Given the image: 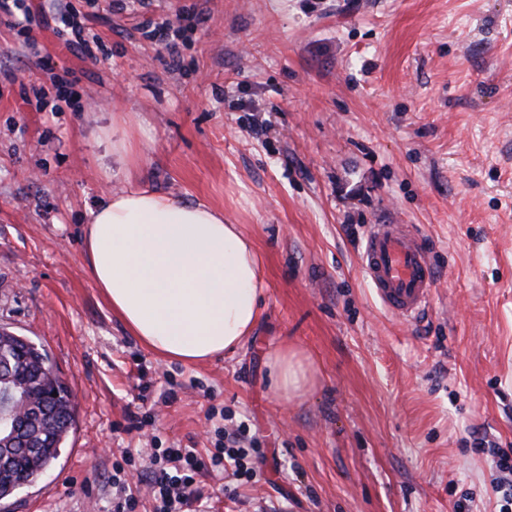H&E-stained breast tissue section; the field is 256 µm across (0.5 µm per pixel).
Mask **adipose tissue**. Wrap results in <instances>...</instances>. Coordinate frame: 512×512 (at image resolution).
Returning <instances> with one entry per match:
<instances>
[{
  "mask_svg": "<svg viewBox=\"0 0 512 512\" xmlns=\"http://www.w3.org/2000/svg\"><path fill=\"white\" fill-rule=\"evenodd\" d=\"M84 248L113 313L160 357L199 362L251 336L264 272L252 240L223 210L135 186L90 209ZM266 358L282 397L312 388L308 357L283 345Z\"/></svg>",
  "mask_w": 512,
  "mask_h": 512,
  "instance_id": "1",
  "label": "adipose tissue"
}]
</instances>
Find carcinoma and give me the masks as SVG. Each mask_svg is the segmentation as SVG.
Instances as JSON below:
<instances>
[{
	"label": "carcinoma",
	"mask_w": 512,
	"mask_h": 512,
	"mask_svg": "<svg viewBox=\"0 0 512 512\" xmlns=\"http://www.w3.org/2000/svg\"><path fill=\"white\" fill-rule=\"evenodd\" d=\"M46 353L24 336L0 331V366L10 375L0 380V389L11 391V411L18 417V437L24 439L28 449L20 443H7V466L0 468V500L13 495L18 480L36 476L51 466L61 455L67 437L73 428L75 407L71 392L65 383L53 384L45 372ZM58 390L59 398L46 409L53 422L43 421L37 415L44 391Z\"/></svg>",
	"instance_id": "1"
}]
</instances>
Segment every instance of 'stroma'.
Listing matches in <instances>:
<instances>
[{
    "label": "stroma",
    "instance_id": "35a3bbf8",
    "mask_svg": "<svg viewBox=\"0 0 512 512\" xmlns=\"http://www.w3.org/2000/svg\"><path fill=\"white\" fill-rule=\"evenodd\" d=\"M0 13V329L75 396L59 459L0 512H111L112 461L210 448L245 425L254 482L205 477L216 512H500L512 457V0H27ZM100 41L67 46L55 17ZM169 20L170 63L146 34ZM131 140L137 160L121 143ZM223 209L261 257L236 352L160 358L86 264L90 208L131 186ZM372 224L420 234L417 319L376 299ZM309 356L277 392L264 353ZM266 358L274 375L275 387L285 399L303 397L312 388L315 375L308 357L283 345L270 349Z\"/></svg>",
    "mask_w": 512,
    "mask_h": 512
}]
</instances>
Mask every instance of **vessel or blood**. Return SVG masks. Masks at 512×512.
I'll use <instances>...</instances> for the list:
<instances>
[{
    "label": "vessel or blood",
    "mask_w": 512,
    "mask_h": 512,
    "mask_svg": "<svg viewBox=\"0 0 512 512\" xmlns=\"http://www.w3.org/2000/svg\"><path fill=\"white\" fill-rule=\"evenodd\" d=\"M361 265L388 311L413 319L427 307L435 275L424 243L411 225H370Z\"/></svg>",
    "instance_id": "obj_1"
}]
</instances>
